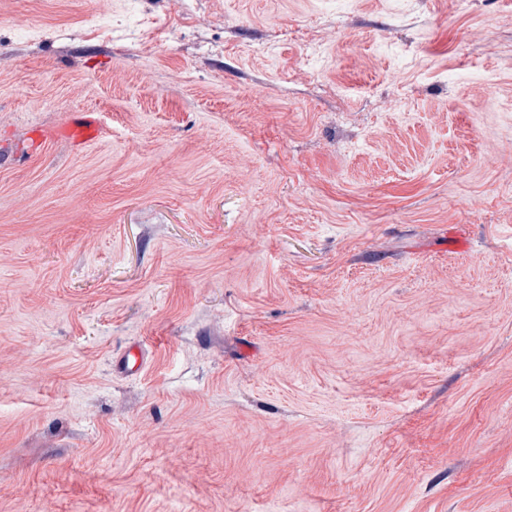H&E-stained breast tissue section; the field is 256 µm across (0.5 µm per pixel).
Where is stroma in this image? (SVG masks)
Segmentation results:
<instances>
[{"label": "stroma", "mask_w": 512, "mask_h": 512, "mask_svg": "<svg viewBox=\"0 0 512 512\" xmlns=\"http://www.w3.org/2000/svg\"><path fill=\"white\" fill-rule=\"evenodd\" d=\"M508 142L512 0H0V512H512ZM102 136V126L96 113L82 111L72 114L67 120L47 130L40 127L30 132L33 148H41L49 140L68 143L74 149L98 141Z\"/></svg>", "instance_id": "stroma-1"}]
</instances>
